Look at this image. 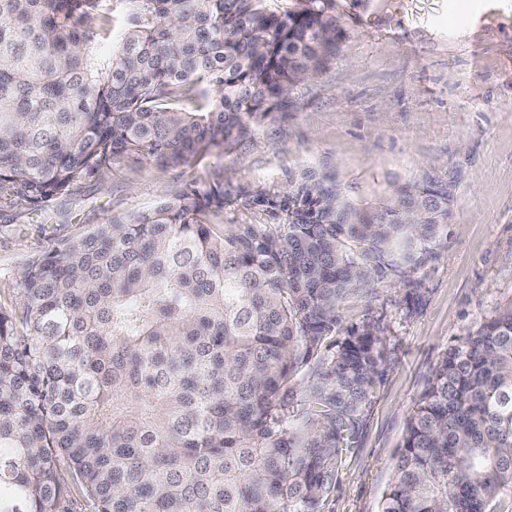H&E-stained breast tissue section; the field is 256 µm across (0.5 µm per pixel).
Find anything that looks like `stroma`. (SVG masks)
<instances>
[{"instance_id":"obj_1","label":"stroma","mask_w":512,"mask_h":512,"mask_svg":"<svg viewBox=\"0 0 512 512\" xmlns=\"http://www.w3.org/2000/svg\"><path fill=\"white\" fill-rule=\"evenodd\" d=\"M440 0H331L341 49L290 93L292 107L250 126L234 144L179 169L145 157L116 163L105 182L41 207L0 206V307L18 304L31 258L91 225L147 213L177 189L220 181L228 224H275L251 206L280 195L305 169L337 172L354 201L398 185L450 182L448 243L410 281H375L371 302L348 300L345 322L375 320L387 362L321 512H379L411 410L453 337L512 301V26L452 33L417 16Z\"/></svg>"}]
</instances>
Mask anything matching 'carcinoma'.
Instances as JSON below:
<instances>
[{"label": "carcinoma", "mask_w": 512, "mask_h": 512, "mask_svg": "<svg viewBox=\"0 0 512 512\" xmlns=\"http://www.w3.org/2000/svg\"><path fill=\"white\" fill-rule=\"evenodd\" d=\"M0 0V201L66 198L117 162L172 169L286 112L340 49L330 0ZM218 88L210 103L185 102ZM451 185L360 207L307 170L214 224L224 183L183 188L29 260L0 308V512H320L387 357L342 306L448 241ZM512 500V302L448 344L414 403L380 512Z\"/></svg>", "instance_id": "cac0c4a2"}]
</instances>
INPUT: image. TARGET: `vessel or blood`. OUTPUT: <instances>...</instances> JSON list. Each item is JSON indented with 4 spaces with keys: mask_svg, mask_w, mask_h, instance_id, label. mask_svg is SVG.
Segmentation results:
<instances>
[{
    "mask_svg": "<svg viewBox=\"0 0 512 512\" xmlns=\"http://www.w3.org/2000/svg\"><path fill=\"white\" fill-rule=\"evenodd\" d=\"M424 27L508 25L512 23V0H442L437 13L422 18Z\"/></svg>",
    "mask_w": 512,
    "mask_h": 512,
    "instance_id": "1",
    "label": "vessel or blood"
}]
</instances>
